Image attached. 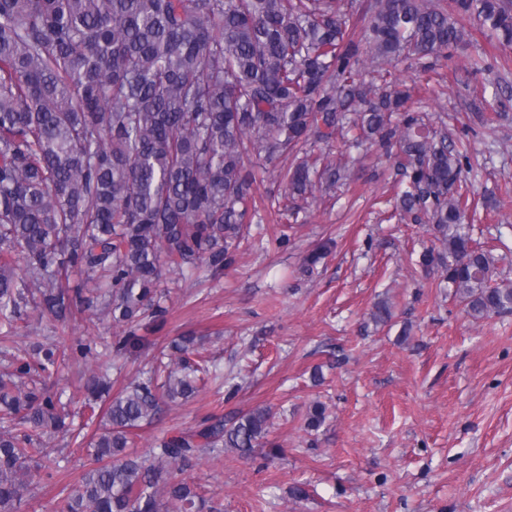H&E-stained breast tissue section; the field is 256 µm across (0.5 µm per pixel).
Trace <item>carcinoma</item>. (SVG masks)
I'll return each mask as SVG.
<instances>
[{"label":"carcinoma","mask_w":512,"mask_h":512,"mask_svg":"<svg viewBox=\"0 0 512 512\" xmlns=\"http://www.w3.org/2000/svg\"><path fill=\"white\" fill-rule=\"evenodd\" d=\"M341 0H0V512H21L31 472L60 470L47 440L72 435L52 391L74 364L82 407L103 412L89 467L59 512H222L181 474L203 453L245 457L266 445L270 410L211 415L129 448L162 406L219 378L204 337L159 349L117 394L116 369L164 325L160 270L221 272L262 168L283 158L279 215L298 221L316 187L351 178L309 139L344 150L372 144L405 184L396 208L433 224L448 293L474 319L512 313V283L466 224L468 148L406 103L466 42L467 24L512 46V0H372L364 23ZM418 79L399 87L402 64ZM85 275L72 287L69 273ZM84 335L67 349L11 343L29 310ZM112 336L100 335L104 322ZM314 402L306 431L326 420Z\"/></svg>","instance_id":"obj_1"}]
</instances>
